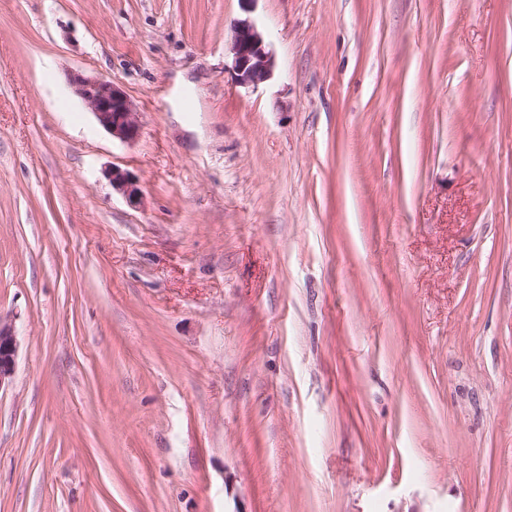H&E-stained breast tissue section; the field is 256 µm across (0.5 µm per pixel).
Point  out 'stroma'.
<instances>
[{
	"instance_id": "35a3bbf8",
	"label": "stroma",
	"mask_w": 512,
	"mask_h": 512,
	"mask_svg": "<svg viewBox=\"0 0 512 512\" xmlns=\"http://www.w3.org/2000/svg\"><path fill=\"white\" fill-rule=\"evenodd\" d=\"M242 15L0 0V512H512V0ZM232 32V68L237 82L242 86L257 87L271 77L274 55L250 17L234 20ZM69 84L112 138L131 143L140 136V123L132 101L111 79L69 73ZM107 175L112 181V186L121 191L131 205H140L142 197L137 180L130 172L114 167ZM18 338L12 320L0 314V387L15 373Z\"/></svg>"
}]
</instances>
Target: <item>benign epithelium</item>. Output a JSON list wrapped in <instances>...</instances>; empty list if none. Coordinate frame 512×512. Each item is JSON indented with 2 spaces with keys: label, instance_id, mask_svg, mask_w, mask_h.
<instances>
[{
  "label": "benign epithelium",
  "instance_id": "benign-epithelium-1",
  "mask_svg": "<svg viewBox=\"0 0 512 512\" xmlns=\"http://www.w3.org/2000/svg\"><path fill=\"white\" fill-rule=\"evenodd\" d=\"M231 53L233 71L240 85L256 87L271 77L275 66L274 55L262 32L250 18L233 22ZM67 79L106 132L126 143L138 139V113L126 93L112 80L88 78L80 73H70ZM108 177L112 186L121 191L131 205L141 203L137 180L130 172L114 167ZM17 351L15 326L12 320L0 316V387L14 376Z\"/></svg>",
  "mask_w": 512,
  "mask_h": 512
}]
</instances>
